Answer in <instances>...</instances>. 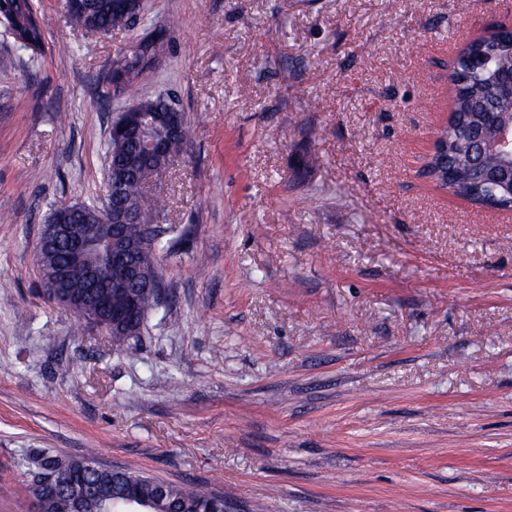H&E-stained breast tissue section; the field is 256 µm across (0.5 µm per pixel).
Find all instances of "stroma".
Wrapping results in <instances>:
<instances>
[{
	"label": "stroma",
	"instance_id": "obj_1",
	"mask_svg": "<svg viewBox=\"0 0 512 512\" xmlns=\"http://www.w3.org/2000/svg\"><path fill=\"white\" fill-rule=\"evenodd\" d=\"M34 5L40 53L0 24V512H34L27 448L226 512H512V215L418 174L449 63L512 0H145L109 35ZM157 27L139 94L190 135L131 360L45 302L36 250L55 207L103 200L132 103L107 77ZM166 39V30L159 27L155 29L149 37L133 43L126 53L112 61V74L113 70L121 71L125 69L131 53H137L138 45H142L143 47L149 46L150 50H153L152 53H148L143 57H140L139 60V69H141L144 76L147 75L159 64Z\"/></svg>",
	"mask_w": 512,
	"mask_h": 512
}]
</instances>
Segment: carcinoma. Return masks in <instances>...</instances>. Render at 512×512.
Segmentation results:
<instances>
[{
	"instance_id": "carcinoma-1",
	"label": "carcinoma",
	"mask_w": 512,
	"mask_h": 512,
	"mask_svg": "<svg viewBox=\"0 0 512 512\" xmlns=\"http://www.w3.org/2000/svg\"><path fill=\"white\" fill-rule=\"evenodd\" d=\"M13 17L16 31L14 42L24 51L31 46H42L48 21L34 10L32 0H4ZM72 24L78 27L96 26L104 31L131 26L132 10L127 5H119L114 0H80L79 8L68 10ZM512 70V31L505 25L498 26V32L490 38L470 40L460 50L450 66L452 95L450 111L452 119L443 131L438 152L432 159L427 175L434 180L448 177V187L452 193L470 202L497 209L512 210V189L498 183L489 182L481 176V171L502 164V157L495 151L485 154L479 165L472 163V131L486 126L485 106L489 105L500 113L504 121L512 119V100L498 97L497 79ZM142 110L147 120L144 127L133 126L121 144L108 145L109 169L106 182H112V171L121 169L126 173V182L121 197L116 204L130 213L157 212L162 209L159 200L147 196L145 184L139 171L140 144L149 138L163 141L170 156H179L189 136V128H184L182 137L170 135L168 126L161 120L151 119L168 111L167 99L161 96L142 100ZM110 219L106 205L83 204L78 216L70 219L72 224H103ZM125 236L143 244L142 252L157 256L160 241L158 236L145 235L142 225L126 224ZM65 262L61 251L54 249L36 256L38 274ZM148 281L140 285L139 303L142 318L159 311L158 303ZM19 467L26 475L44 470L54 476L57 484L69 487L79 476L87 480L101 482L111 491L112 496L100 502L96 512H113L115 504L124 499L129 488L137 495L161 510L169 507L178 512H224V496L209 493L184 484L166 482L136 471L109 469L100 465L93 453L81 457L53 454L38 448L23 451L18 460Z\"/></svg>"
}]
</instances>
